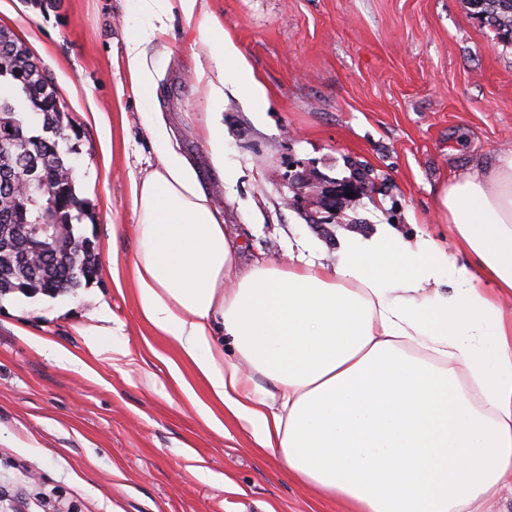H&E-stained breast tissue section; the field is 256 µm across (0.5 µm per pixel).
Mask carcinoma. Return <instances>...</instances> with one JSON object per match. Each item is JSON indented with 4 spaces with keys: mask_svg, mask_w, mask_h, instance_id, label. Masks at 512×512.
I'll use <instances>...</instances> for the list:
<instances>
[{
    "mask_svg": "<svg viewBox=\"0 0 512 512\" xmlns=\"http://www.w3.org/2000/svg\"><path fill=\"white\" fill-rule=\"evenodd\" d=\"M503 41H512V0H466ZM19 53L0 66V139H13L15 155L0 157V172L17 170L25 181L20 200L0 208V296L20 292L65 293L91 280L97 271L94 243L74 232L84 202L74 188V167L59 149L67 129L66 113L59 106L55 86L41 70L33 71L37 58L20 39ZM47 89L30 100L32 112H18L14 93L23 84ZM42 120L47 136L30 135L33 117ZM28 224H59L56 239L27 235Z\"/></svg>",
    "mask_w": 512,
    "mask_h": 512,
    "instance_id": "1",
    "label": "carcinoma"
}]
</instances>
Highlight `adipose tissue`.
<instances>
[{
  "label": "adipose tissue",
  "mask_w": 512,
  "mask_h": 512,
  "mask_svg": "<svg viewBox=\"0 0 512 512\" xmlns=\"http://www.w3.org/2000/svg\"><path fill=\"white\" fill-rule=\"evenodd\" d=\"M131 11L121 66L156 158L128 175L141 317L319 498L351 512H474L512 494V153L441 188L447 239L380 224L343 238L335 265L232 277L224 215L155 102L172 21L206 46L190 55L200 136L225 180L236 176L224 163L226 91L265 90L205 0H131ZM460 254L473 267L443 293ZM255 374L267 390H250Z\"/></svg>",
  "instance_id": "adipose-tissue-1"
}]
</instances>
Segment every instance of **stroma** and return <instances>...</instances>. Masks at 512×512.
Segmentation results:
<instances>
[{"label": "stroma", "instance_id": "1", "mask_svg": "<svg viewBox=\"0 0 512 512\" xmlns=\"http://www.w3.org/2000/svg\"><path fill=\"white\" fill-rule=\"evenodd\" d=\"M266 97L224 104L226 183L198 135L205 110L174 25L159 106L194 161L236 245L235 270L260 261L334 264L345 234L390 224L447 239L443 184L491 171L512 152V42L465 0H207ZM127 0H0V27L42 62L72 119L61 145L85 203L75 234L96 247L93 281L57 296L0 297V491L73 512H348L320 501L260 453L242 423L215 432L205 383L139 315L128 172L155 157L120 67ZM362 179L337 214L296 205L298 177ZM120 232H113V225ZM107 308L111 350L91 356ZM51 337L79 369L19 335Z\"/></svg>", "mask_w": 512, "mask_h": 512}]
</instances>
